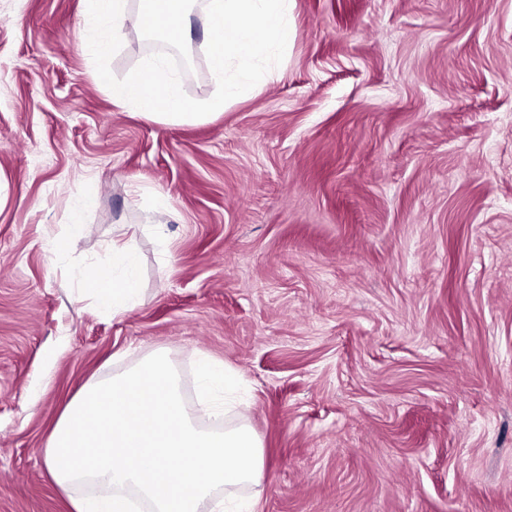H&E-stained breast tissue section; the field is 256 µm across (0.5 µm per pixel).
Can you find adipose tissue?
Returning a JSON list of instances; mask_svg holds the SVG:
<instances>
[{
	"instance_id": "1",
	"label": "adipose tissue",
	"mask_w": 512,
	"mask_h": 512,
	"mask_svg": "<svg viewBox=\"0 0 512 512\" xmlns=\"http://www.w3.org/2000/svg\"><path fill=\"white\" fill-rule=\"evenodd\" d=\"M136 266L137 255L133 249L125 244L113 245L111 274L89 272L82 287L100 304L111 307L113 314H123L131 309L136 299Z\"/></svg>"
}]
</instances>
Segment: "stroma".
<instances>
[{
  "label": "stroma",
  "mask_w": 512,
  "mask_h": 512,
  "mask_svg": "<svg viewBox=\"0 0 512 512\" xmlns=\"http://www.w3.org/2000/svg\"><path fill=\"white\" fill-rule=\"evenodd\" d=\"M290 20L260 90L165 126L98 82L88 0H0V512L96 494L43 450L83 385L156 352L187 407L196 361L242 384L257 512H512V0ZM127 241L115 316L80 284Z\"/></svg>",
  "instance_id": "35a3bbf8"
}]
</instances>
